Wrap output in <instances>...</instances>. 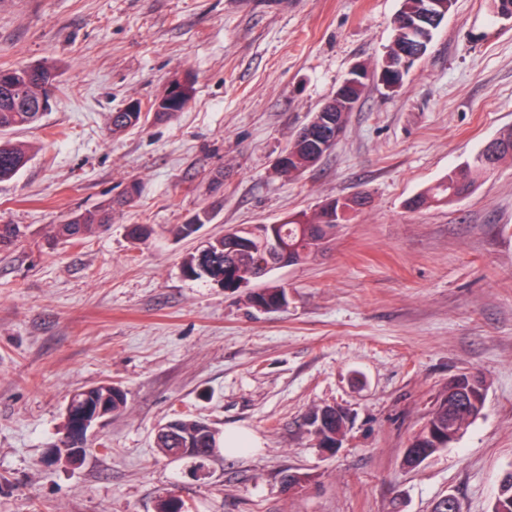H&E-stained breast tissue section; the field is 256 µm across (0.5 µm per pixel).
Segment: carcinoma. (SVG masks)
I'll list each match as a JSON object with an SVG mask.
<instances>
[{
  "instance_id": "carcinoma-1",
  "label": "carcinoma",
  "mask_w": 512,
  "mask_h": 512,
  "mask_svg": "<svg viewBox=\"0 0 512 512\" xmlns=\"http://www.w3.org/2000/svg\"><path fill=\"white\" fill-rule=\"evenodd\" d=\"M46 66L11 67V81L0 83V134L7 131L26 129L36 124L43 113L39 111V101L50 94L39 80L37 72H45ZM169 103L168 94L157 98L148 112H114L111 115L110 131L120 135L137 127L151 118L156 123L170 120L174 113ZM498 149L494 163L472 161L463 168L449 173L441 182L420 193L413 200L417 207L430 203H447L463 190L474 186L476 179L496 167L501 160L512 158V128L506 129L496 138ZM288 151L293 153L295 161L284 172L286 176L298 174L309 167L310 152L306 146L293 142ZM29 161L27 148L15 144L12 140L0 138V181L11 179ZM112 216V204L100 206L94 210L79 212L63 224L52 227L53 237L63 243H79L87 235L109 226ZM198 223L191 221L175 224L172 233L177 237L188 238L195 235L202 225L209 222L210 213L206 210L195 215ZM340 225L322 223L321 214L315 213L309 219L298 224L288 222L279 225L278 236L293 248L295 263H300L318 253L324 243L335 238ZM268 233V226L254 224L242 226L221 237L210 240L197 255L185 259L184 273L195 279H207L221 285L226 290L235 291L243 282H250L265 276L260 263L273 260L272 252L267 249L266 239L261 234ZM22 230L17 224H0V248L14 244L21 236ZM242 239L249 243L246 250H231L234 240ZM285 289L265 288L255 296H250L255 306L275 307L283 298ZM455 395L444 393L434 402L419 431L412 437L408 450L404 452V463L413 465L412 454L423 455L428 459L448 447L451 437L448 432L462 434L468 425L482 412L485 400V386L482 378L474 374L455 376ZM73 413L67 423L66 433L54 444L56 448H83L85 438L79 436L75 427L77 421L90 414L98 419L108 418L120 413L126 406L124 392L111 383H101L76 393L72 397ZM314 423L318 424L315 437L322 441L334 442L346 434L348 416L343 410L331 406L318 407L313 410ZM156 447L165 453L175 448H189L191 452L185 460L193 463L195 468H202L213 457L214 451L223 447L222 434L213 432L209 423L181 415L175 418L171 431L158 437ZM503 494L498 497L504 512H512V470L501 479Z\"/></svg>"
}]
</instances>
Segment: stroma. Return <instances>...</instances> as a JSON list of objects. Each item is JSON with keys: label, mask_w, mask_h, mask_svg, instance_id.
I'll list each match as a JSON object with an SVG mask.
<instances>
[{"label": "stroma", "mask_w": 512, "mask_h": 512, "mask_svg": "<svg viewBox=\"0 0 512 512\" xmlns=\"http://www.w3.org/2000/svg\"><path fill=\"white\" fill-rule=\"evenodd\" d=\"M401 0H0V67L56 74L50 112L15 132L30 159L0 182V512H431L451 494L489 512L512 470V160L448 204L412 196L512 128V18L456 0L400 89L368 86L336 146L288 178L274 163L356 67H378ZM171 120L112 136L110 116L175 82ZM137 195L124 201L129 186ZM366 195L330 247L248 289L187 277L186 256L240 224L313 214ZM111 204L78 244L53 225ZM197 236L173 225L200 211ZM132 224L155 233L137 245ZM479 374L481 415L410 469L403 451L454 375ZM127 393L80 464L53 446L70 395ZM349 415L327 452L307 415ZM239 428L260 445L205 471L154 445L175 415ZM304 474L294 493L284 474Z\"/></svg>", "instance_id": "35a3bbf8"}]
</instances>
